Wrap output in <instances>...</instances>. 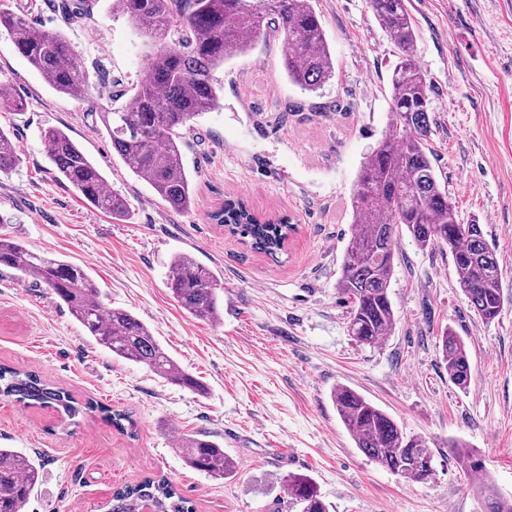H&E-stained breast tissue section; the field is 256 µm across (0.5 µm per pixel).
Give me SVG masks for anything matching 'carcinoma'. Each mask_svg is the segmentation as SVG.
Masks as SVG:
<instances>
[{
	"mask_svg": "<svg viewBox=\"0 0 512 512\" xmlns=\"http://www.w3.org/2000/svg\"><path fill=\"white\" fill-rule=\"evenodd\" d=\"M77 2L73 8L69 0H61L58 9L75 21L91 15L93 0ZM369 4L398 51L391 80L392 121L365 157L354 183L351 240L336 290L348 304L349 336L375 345L393 332L397 322L389 287L397 239L404 230L422 248L450 249L457 284L481 319L495 320L504 300L499 263L481 225L459 222L435 173L429 148V87L416 61L407 0H369ZM111 9L134 22L154 50L129 105L102 113V122L112 149L175 212L187 210L193 200L178 129L221 105L213 71L225 60L246 52L268 28L283 39L284 66L292 83L315 92L333 77V57L311 0H111ZM1 27L15 50L55 91L78 101L88 96L93 75L62 35L7 10H0ZM42 140L60 178L81 197L116 221L130 219L127 201L107 189L99 167L65 131L46 129ZM19 161L16 142L0 128V172L13 170ZM213 220L249 239L252 250L273 259L293 231L288 216L263 218L240 198L225 200ZM0 268L35 279L112 358L145 365L172 384L205 393L202 383L169 355L142 321L122 308L104 305L100 288L84 270L1 235ZM167 286L192 318L221 322L223 287L216 273L191 255L173 256ZM439 347L449 379L467 387L471 373L464 340L448 329L440 336ZM0 395L26 407H52L64 425L97 411L129 436L137 432L128 414H114L98 403H80L66 389L33 372L0 365ZM331 400L368 459L407 481L425 483L432 478L433 454L422 438L405 435L391 416L348 386L336 387ZM449 448L466 474L484 471L481 456L464 443L454 441ZM178 452L186 465L214 479L227 478L237 469L224 446L205 434L179 436ZM41 481L40 464L11 448H0V512H26ZM280 481L301 512H328L309 476L289 473ZM479 493L483 512H512V501L497 496L487 483H481ZM144 506L153 512H191L188 499L164 477H149L115 491L108 512H139Z\"/></svg>",
	"mask_w": 512,
	"mask_h": 512,
	"instance_id": "1",
	"label": "carcinoma"
}]
</instances>
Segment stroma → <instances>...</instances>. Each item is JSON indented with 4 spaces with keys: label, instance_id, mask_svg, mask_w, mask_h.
Listing matches in <instances>:
<instances>
[{
    "label": "stroma",
    "instance_id": "35a3bbf8",
    "mask_svg": "<svg viewBox=\"0 0 512 512\" xmlns=\"http://www.w3.org/2000/svg\"><path fill=\"white\" fill-rule=\"evenodd\" d=\"M109 4L97 0L90 18L73 22L51 0H0V9L63 34L86 67L106 74L85 101L56 93L0 29V84L26 104L14 112L0 102V128L14 134L21 159L0 173V234L84 269L106 303L143 321L206 392L112 359L32 278L0 272V363L137 424L133 438L99 414L65 429L52 409L0 397V448L43 469L27 512H105L116 489L160 475L195 512H299L279 482L289 473L310 476L329 512H481L475 481L448 456L452 441L477 449L497 493L512 499V0H408L436 174L460 222L480 224L495 250L504 308L491 322L475 315L449 250L420 248L404 232L390 287L397 323L373 346L349 336L336 291L354 181L388 129L397 61L368 0H312L335 66L316 92L289 82L283 41L271 34L215 70L220 107L181 131L194 192L180 213L130 172L104 129L102 111L128 104L150 50ZM50 127L100 167L131 220L114 223L58 180L41 139ZM238 195L259 215L291 218L278 260L212 221ZM177 253L218 274L220 323L178 306L167 286ZM447 328L467 346L464 389L441 359ZM339 385L426 440L430 481L406 482L356 448L330 398ZM195 433L223 444L233 476L186 466L170 438Z\"/></svg>",
    "mask_w": 512,
    "mask_h": 512
}]
</instances>
